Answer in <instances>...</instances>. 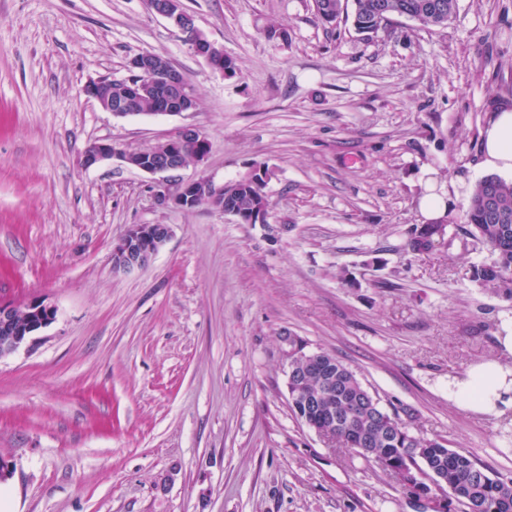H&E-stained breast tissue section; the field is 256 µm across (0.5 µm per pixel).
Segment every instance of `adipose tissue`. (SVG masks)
Wrapping results in <instances>:
<instances>
[{
	"label": "adipose tissue",
	"mask_w": 512,
	"mask_h": 512,
	"mask_svg": "<svg viewBox=\"0 0 512 512\" xmlns=\"http://www.w3.org/2000/svg\"><path fill=\"white\" fill-rule=\"evenodd\" d=\"M483 169L512 179V107L492 112L481 146ZM448 395L457 404L481 414L502 415L512 410V367L498 361L470 367L449 380Z\"/></svg>",
	"instance_id": "obj_1"
}]
</instances>
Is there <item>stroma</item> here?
Wrapping results in <instances>:
<instances>
[{"instance_id": "1", "label": "stroma", "mask_w": 512, "mask_h": 512, "mask_svg": "<svg viewBox=\"0 0 512 512\" xmlns=\"http://www.w3.org/2000/svg\"><path fill=\"white\" fill-rule=\"evenodd\" d=\"M181 6L236 77L149 0H0V303L56 310L0 359V512H435L294 417L287 334L410 411L412 432L512 477V411L448 399L449 378L501 359L512 301L472 285L469 238L401 248L428 180L487 176L481 132L512 104V0L370 36L313 0ZM142 52L183 73L195 111L117 118L85 94ZM183 126L210 149L170 189L266 165V223L161 206L152 175L79 164L93 142L143 150ZM132 224L171 235L148 267L113 272ZM180 0H150L151 8L169 20L183 35L184 42L197 56L203 58L215 71L233 78L239 72L237 62L224 55L223 47L209 40L196 26L192 15L181 7ZM225 77V76H224Z\"/></svg>"}]
</instances>
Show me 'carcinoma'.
Instances as JSON below:
<instances>
[{
	"label": "carcinoma",
	"mask_w": 512,
	"mask_h": 512,
	"mask_svg": "<svg viewBox=\"0 0 512 512\" xmlns=\"http://www.w3.org/2000/svg\"><path fill=\"white\" fill-rule=\"evenodd\" d=\"M317 17L326 24L340 15L362 33L386 27L394 17H406L425 27H445L457 12V0H352L345 13L342 0H314ZM265 184L247 174L234 183V192L224 194V207L239 212L269 208ZM457 233L475 241L486 257L470 266V281L478 287L512 300V183L496 176L480 181L470 198L466 222ZM435 236L431 224L411 228L403 249L414 255L429 253L428 237ZM323 370L305 387L320 395L321 408L298 418L303 424L336 438V447L347 448L368 463L394 472L413 441L425 443L424 461L433 473L412 496L430 499L433 486H442L464 512H512V477H503L482 465L471 454L449 448L438 438L414 434L398 412L384 410L377 397L365 390L354 371L325 351H316Z\"/></svg>",
	"instance_id": "1"
}]
</instances>
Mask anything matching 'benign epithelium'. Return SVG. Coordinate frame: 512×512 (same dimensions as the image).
<instances>
[{"label":"benign epithelium","instance_id":"obj_1","mask_svg":"<svg viewBox=\"0 0 512 512\" xmlns=\"http://www.w3.org/2000/svg\"><path fill=\"white\" fill-rule=\"evenodd\" d=\"M151 8L169 20L183 35L184 42L197 56L214 70L224 72V48L209 40L196 26L192 15L181 7L180 0H150ZM128 75L121 79V92L112 95V78H102L89 84L86 93L106 112L116 117L143 113L146 101L154 103L151 113L176 115L191 112L193 91L182 73L172 64L153 53H139L127 64ZM209 152V141L197 129L185 126L178 129L152 150L131 151L119 149L111 142L97 141L84 151L82 167L95 168L106 161L117 159L124 165L144 173L159 176L155 181V199L158 204L169 201L184 209L206 205L224 212V189L211 180L200 178L181 184L172 194L163 175L183 168L189 161H201ZM170 237L167 224H132L112 247V271L129 272L147 267ZM56 317L53 307L42 302L24 305L0 303V359L16 352L48 327ZM287 351V385L291 404L317 405V399L304 390L302 379L312 375L311 353L298 350L296 338L283 337ZM424 457V449L410 448L397 479L409 489L429 480L426 471L412 459Z\"/></svg>","mask_w":512,"mask_h":512}]
</instances>
